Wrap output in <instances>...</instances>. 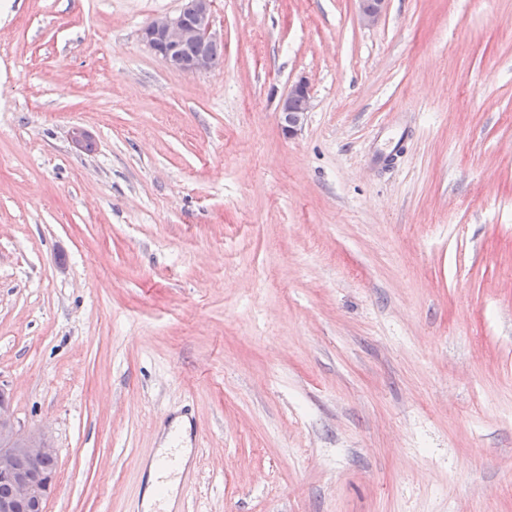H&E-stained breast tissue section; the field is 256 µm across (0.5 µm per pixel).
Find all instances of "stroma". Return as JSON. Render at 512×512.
<instances>
[{
    "label": "stroma",
    "instance_id": "obj_1",
    "mask_svg": "<svg viewBox=\"0 0 512 512\" xmlns=\"http://www.w3.org/2000/svg\"><path fill=\"white\" fill-rule=\"evenodd\" d=\"M183 2L0 0V389L46 512H132L177 420L187 512H512V0H213L203 73L141 39ZM298 109L293 110L292 104ZM311 109V96L309 85L306 79L301 78L294 82L288 89L287 94L282 98L281 112V130L288 137L296 135L301 131L308 112Z\"/></svg>",
    "mask_w": 512,
    "mask_h": 512
}]
</instances>
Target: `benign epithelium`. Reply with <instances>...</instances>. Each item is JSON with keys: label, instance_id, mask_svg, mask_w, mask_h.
<instances>
[{"label": "benign epithelium", "instance_id": "benign-epithelium-1", "mask_svg": "<svg viewBox=\"0 0 512 512\" xmlns=\"http://www.w3.org/2000/svg\"><path fill=\"white\" fill-rule=\"evenodd\" d=\"M359 13L366 24L378 22L387 0H358ZM145 45L176 71L202 73L211 69V54L224 46V39L214 29L212 0H196L193 20L182 15L151 19ZM186 43L198 45V52L185 57L180 53ZM298 109H292L293 103ZM311 109L307 80L294 82L280 105L281 130L288 137L301 131ZM56 456V450L44 435L24 432L17 428L9 398L0 391V479L11 483L14 497L29 502L31 512H45V505L54 485V476L41 472L37 464L46 457Z\"/></svg>", "mask_w": 512, "mask_h": 512}]
</instances>
